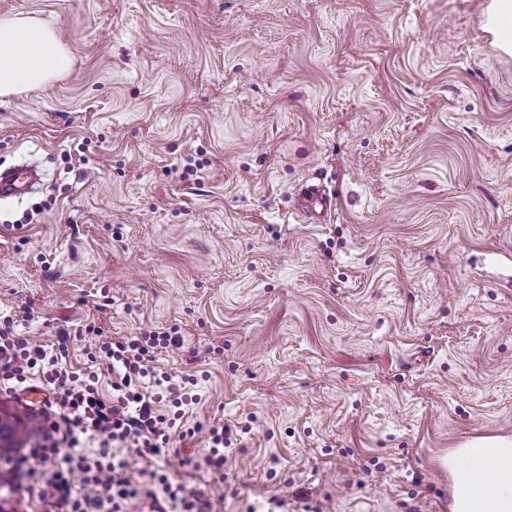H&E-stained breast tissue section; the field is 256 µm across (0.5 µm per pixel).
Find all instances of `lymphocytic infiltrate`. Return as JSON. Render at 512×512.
Here are the masks:
<instances>
[{"label":"lymphocytic infiltrate","mask_w":512,"mask_h":512,"mask_svg":"<svg viewBox=\"0 0 512 512\" xmlns=\"http://www.w3.org/2000/svg\"><path fill=\"white\" fill-rule=\"evenodd\" d=\"M31 319L27 309L0 319V386L16 390L36 371L49 394L41 410L39 438L9 461L18 487L37 492L48 512H127L145 491L139 480L145 473L152 496L171 504L174 512H210L203 495L187 492L164 470L143 468L166 454L172 439L195 435L181 420L185 406L196 403V396L186 383L174 382L171 374L152 365L156 350L181 347L177 330L118 337L100 346V354L119 376L116 394L108 400L99 395L94 372L77 377L63 364L61 354L16 333L17 322ZM147 378L153 381L148 393L142 390ZM164 401L171 404V412L160 410ZM232 443L229 426L212 427L207 447L186 463L223 474ZM116 447L121 456L113 455ZM76 473L82 482L78 489L71 483Z\"/></svg>","instance_id":"lymphocytic-infiltrate-1"}]
</instances>
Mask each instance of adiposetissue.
I'll return each mask as SVG.
<instances>
[{
    "label": "adipose tissue",
    "instance_id": "ef3b65f1",
    "mask_svg": "<svg viewBox=\"0 0 512 512\" xmlns=\"http://www.w3.org/2000/svg\"><path fill=\"white\" fill-rule=\"evenodd\" d=\"M71 53L37 18L0 16V101L66 74ZM452 512H512V443L481 439L448 458Z\"/></svg>",
    "mask_w": 512,
    "mask_h": 512
}]
</instances>
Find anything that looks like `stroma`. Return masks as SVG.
<instances>
[{
    "mask_svg": "<svg viewBox=\"0 0 512 512\" xmlns=\"http://www.w3.org/2000/svg\"><path fill=\"white\" fill-rule=\"evenodd\" d=\"M484 0H0L73 64L0 104V316L94 367L178 329L165 464L212 512H451L448 455L512 440V56ZM336 196L321 223L296 195ZM230 426L223 475L184 466ZM41 179L39 171L33 166L17 165L0 172L1 198L22 200L33 193L32 186Z\"/></svg>",
    "mask_w": 512,
    "mask_h": 512,
    "instance_id": "35a3bbf8",
    "label": "stroma"
}]
</instances>
